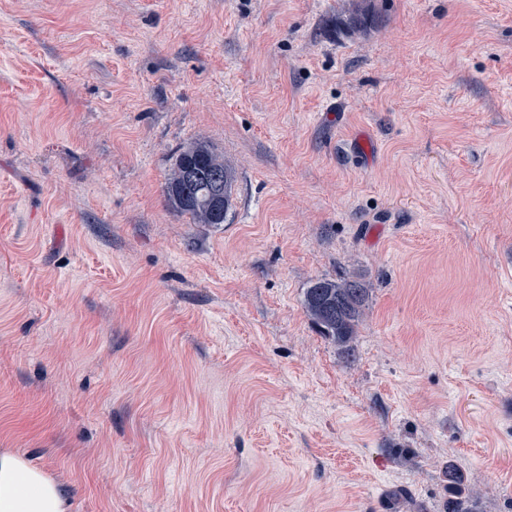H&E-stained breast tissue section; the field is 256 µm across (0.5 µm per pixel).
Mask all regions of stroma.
<instances>
[{
    "label": "stroma",
    "mask_w": 512,
    "mask_h": 512,
    "mask_svg": "<svg viewBox=\"0 0 512 512\" xmlns=\"http://www.w3.org/2000/svg\"><path fill=\"white\" fill-rule=\"evenodd\" d=\"M2 450L71 512H512V0H0ZM234 178L224 157L204 142L184 146L164 185L168 206L195 224H223L232 207ZM365 296L366 288L356 281L321 278L305 288L303 306L320 334L352 356L355 327Z\"/></svg>",
    "instance_id": "obj_1"
}]
</instances>
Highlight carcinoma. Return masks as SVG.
Masks as SVG:
<instances>
[{"instance_id": "1", "label": "carcinoma", "mask_w": 512, "mask_h": 512, "mask_svg": "<svg viewBox=\"0 0 512 512\" xmlns=\"http://www.w3.org/2000/svg\"><path fill=\"white\" fill-rule=\"evenodd\" d=\"M233 191L234 178L224 166V158L200 141L181 149L173 174L164 185L168 206L189 215L195 224L224 223ZM365 296L366 289L356 281L321 278L305 289L303 306L320 334L350 356Z\"/></svg>"}]
</instances>
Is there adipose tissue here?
<instances>
[{"label": "adipose tissue", "mask_w": 512, "mask_h": 512, "mask_svg": "<svg viewBox=\"0 0 512 512\" xmlns=\"http://www.w3.org/2000/svg\"><path fill=\"white\" fill-rule=\"evenodd\" d=\"M0 512H69L55 481L12 452H0Z\"/></svg>", "instance_id": "ef3b65f1"}]
</instances>
